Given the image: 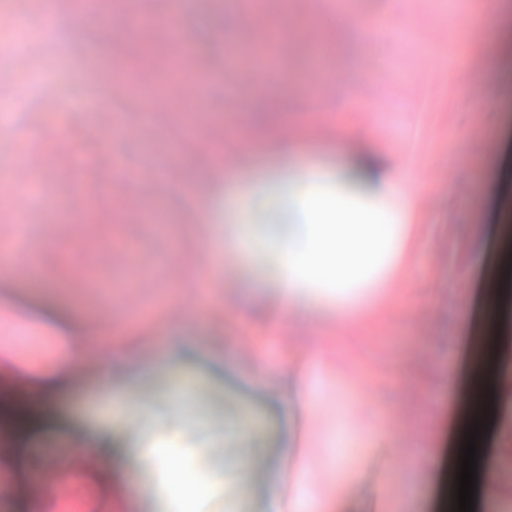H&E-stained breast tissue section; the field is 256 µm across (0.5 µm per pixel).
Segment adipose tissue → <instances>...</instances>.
Segmentation results:
<instances>
[{
  "mask_svg": "<svg viewBox=\"0 0 512 512\" xmlns=\"http://www.w3.org/2000/svg\"><path fill=\"white\" fill-rule=\"evenodd\" d=\"M352 163L354 178L349 183L318 167L289 177L288 201L305 221L285 230L269 225L260 238L251 231L248 204L229 200L224 260L196 274L198 287L216 286L226 267L268 251L277 259L279 325L309 314L346 329L397 303L403 295L397 279L420 247L412 223L424 191L423 162L408 157L394 168L361 147L353 152ZM318 288H374L378 294L331 311L315 296Z\"/></svg>",
  "mask_w": 512,
  "mask_h": 512,
  "instance_id": "adipose-tissue-1",
  "label": "adipose tissue"
}]
</instances>
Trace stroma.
Returning <instances> with one entry per match:
<instances>
[{"label":"stroma","instance_id":"obj_1","mask_svg":"<svg viewBox=\"0 0 512 512\" xmlns=\"http://www.w3.org/2000/svg\"><path fill=\"white\" fill-rule=\"evenodd\" d=\"M257 0H182L180 17L195 36L187 74L156 36V61H143L136 35L116 43L104 32L128 6L163 16L172 0H113L93 12L56 0V48L36 44L21 59H0V106L8 137L0 139V290L15 305L41 304L71 318L74 338L0 308V354L42 370L74 347L68 381L33 392L25 377L0 370V482L15 489L0 512H60L44 489L69 490L75 512H122L128 454L164 455L170 471L190 473L195 495L180 512H268L269 500L292 495L309 478L301 512H456L453 463L427 472L418 462L432 431L450 447L466 419L477 372H491L498 343L512 327L493 321L512 314V292L499 288L507 265L505 239L490 228L512 202V49L493 46L479 66L445 74L448 46L437 32L454 28L467 45L476 36L455 26L446 0H354L362 20L385 14L392 34L337 29L309 39L307 28L281 33L274 71L258 77L256 51L277 30L281 11L316 21L332 15L329 0H272L268 23H253ZM102 32L90 45L85 30ZM252 47L236 58L229 45ZM118 62L132 82L153 94H183L193 76L198 98L188 112H156L141 136L143 102L114 104L110 83L90 80L88 63L108 71ZM223 87H215L217 75ZM333 93L316 97L317 89ZM68 129L74 146L56 150ZM396 162L411 153L425 161L417 221L424 240L404 305L364 323L363 346L312 320L271 335L270 257L234 272L232 292L195 287L191 272L224 259V181L212 159L232 151L251 177L293 167L343 166L335 131ZM310 133L314 148L288 151L292 134ZM133 167L170 168L174 182L157 188L131 182L128 206L108 186L111 159ZM28 164L35 183L17 186ZM73 185L96 208L88 224H67L61 187ZM288 196H268L252 214L254 234L270 224H300ZM32 264L29 277L16 269ZM456 280H449V273ZM473 319L459 328L461 295ZM112 321L97 326L103 313ZM193 347L187 360L179 347ZM322 361V389L310 417L275 403L286 386L284 363L300 369ZM454 373L455 388L441 383ZM98 426L111 463L75 448ZM250 430L241 439L238 427Z\"/></svg>","mask_w":512,"mask_h":512}]
</instances>
